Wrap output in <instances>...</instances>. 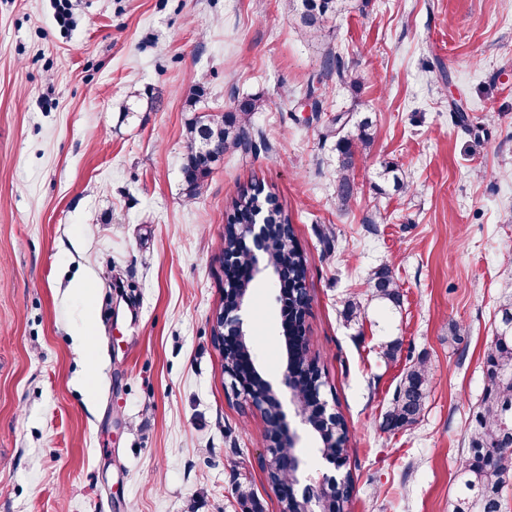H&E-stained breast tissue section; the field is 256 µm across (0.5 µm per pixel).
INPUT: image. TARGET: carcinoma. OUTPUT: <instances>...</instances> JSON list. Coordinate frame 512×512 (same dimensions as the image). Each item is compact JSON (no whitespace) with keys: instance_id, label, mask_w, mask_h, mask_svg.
Here are the masks:
<instances>
[{"instance_id":"1","label":"carcinoma","mask_w":512,"mask_h":512,"mask_svg":"<svg viewBox=\"0 0 512 512\" xmlns=\"http://www.w3.org/2000/svg\"><path fill=\"white\" fill-rule=\"evenodd\" d=\"M290 11L298 17L302 32L310 38L321 36L326 23L354 8L351 0H288ZM325 69L336 71L339 80L347 79V67L342 57L330 50L325 56ZM263 104L258 97L243 99V106L224 112H202L191 119L186 128V154L182 166L183 181L188 195H198L224 152L248 146V127L253 113ZM351 122L348 113L336 114L332 123L340 134L336 142L339 165L336 169L338 193L342 200L351 197L355 185L354 159L358 148L367 147L374 139L373 121L365 116L354 122L356 133L341 135ZM218 145L211 153L208 147ZM270 199L264 205L265 216L272 224H290L288 213L272 194L264 193L258 185L244 191L233 202L224 226V250L235 251L238 225L252 219L255 202ZM275 265L288 269L291 280L306 279L307 269L294 243L292 228L280 237ZM374 297L394 306L400 304L398 285L389 270L382 268L371 277ZM500 326L485 356L486 384L475 424L468 437L467 455L459 466V496L453 512H498L506 477L512 473V301L500 306ZM427 367L420 363L404 372L393 394L387 422L392 428L415 423L421 416L428 398ZM238 498L246 512H263L254 493L243 486L237 489Z\"/></svg>"}]
</instances>
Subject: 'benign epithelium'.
<instances>
[{
  "mask_svg": "<svg viewBox=\"0 0 512 512\" xmlns=\"http://www.w3.org/2000/svg\"><path fill=\"white\" fill-rule=\"evenodd\" d=\"M281 226L269 224L261 210H254L250 223L239 225L238 237L244 242L251 239L254 249L248 251V258L238 254L224 255L220 259L224 273L222 303L212 317V331L224 359L229 361L224 375L230 380L235 395L242 397L258 411L271 409L268 445L258 457L260 465L269 468L280 465L285 479L275 486L283 501L292 500L297 504L295 512H329L327 495L336 489V476H324L316 484L304 485L302 495L295 487L301 484L305 474V463L296 451V434L286 422L281 396L287 394L291 402L306 391L310 408L296 406L301 423L310 427L320 437L323 460L340 471L345 465V456L331 450L336 442V413L327 410V402L321 398V391L311 371L310 363L301 364L287 361L278 384L266 380L259 371V364L252 352L246 348L249 336L247 320L248 290L250 283L273 267L274 254L280 239Z\"/></svg>",
  "mask_w": 512,
  "mask_h": 512,
  "instance_id": "7a95c632",
  "label": "benign epithelium"
}]
</instances>
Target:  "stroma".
Wrapping results in <instances>:
<instances>
[{"instance_id": "1", "label": "stroma", "mask_w": 512, "mask_h": 512, "mask_svg": "<svg viewBox=\"0 0 512 512\" xmlns=\"http://www.w3.org/2000/svg\"><path fill=\"white\" fill-rule=\"evenodd\" d=\"M331 49L360 88L326 73ZM245 96L266 102L252 148L188 197L193 98L220 112ZM346 109L372 112L376 134L343 205L328 129ZM391 162L407 191L385 184ZM255 182L305 257L308 355L349 431L344 512H450L512 297V0H365L312 42L288 0H81L65 24L53 0H0V512H243L241 484L280 512L257 461L267 422L231 390L210 325L227 213ZM384 267L400 305L371 296ZM275 293L265 276L249 287L250 346L273 382ZM418 362L425 409L386 428ZM284 410L321 477L318 440Z\"/></svg>"}]
</instances>
